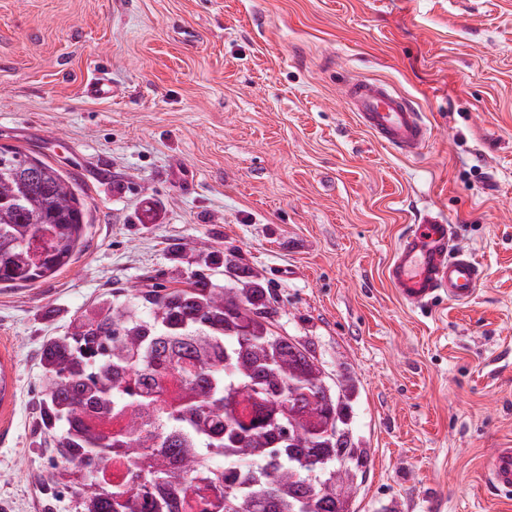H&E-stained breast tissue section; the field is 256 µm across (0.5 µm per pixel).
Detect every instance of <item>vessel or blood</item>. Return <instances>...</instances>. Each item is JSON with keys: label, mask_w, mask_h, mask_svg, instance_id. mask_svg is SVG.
Segmentation results:
<instances>
[{"label": "vessel or blood", "mask_w": 512, "mask_h": 512, "mask_svg": "<svg viewBox=\"0 0 512 512\" xmlns=\"http://www.w3.org/2000/svg\"><path fill=\"white\" fill-rule=\"evenodd\" d=\"M343 95L360 124L379 140L404 154L417 153L428 139V126L411 100L386 82L352 80ZM452 225L424 216L399 241L387 277L406 301L422 306L444 293L469 302L484 273L466 254L453 251ZM488 479L493 486H512V448L496 449Z\"/></svg>", "instance_id": "vessel-or-blood-1"}]
</instances>
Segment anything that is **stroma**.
<instances>
[{
    "instance_id": "stroma-1",
    "label": "stroma",
    "mask_w": 512,
    "mask_h": 512,
    "mask_svg": "<svg viewBox=\"0 0 512 512\" xmlns=\"http://www.w3.org/2000/svg\"><path fill=\"white\" fill-rule=\"evenodd\" d=\"M103 74L115 93L89 99ZM381 80L429 137L399 153L343 97ZM0 146L75 176L83 252L0 285L17 375L0 512H76L51 450L45 350L132 287L261 283L345 409L347 512H512V0H0ZM456 225L474 299L386 277L418 213ZM488 479L495 487L512 486V448H497L492 456Z\"/></svg>"
}]
</instances>
